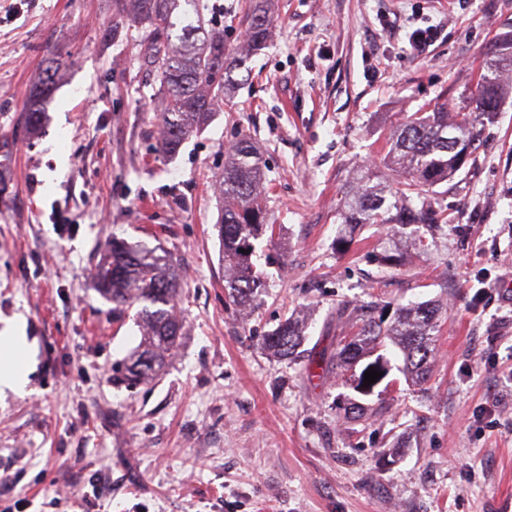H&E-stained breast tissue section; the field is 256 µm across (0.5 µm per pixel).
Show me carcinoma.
<instances>
[{
  "mask_svg": "<svg viewBox=\"0 0 512 512\" xmlns=\"http://www.w3.org/2000/svg\"><path fill=\"white\" fill-rule=\"evenodd\" d=\"M197 0H112L118 15H126L144 31L147 54L162 88L159 113L160 144L174 154L191 132L203 125L212 110L224 104L228 87L249 80L247 53L267 40L271 18L256 4L245 13L244 48L233 49L224 35L205 28ZM512 72V37L503 36L498 49L478 68L476 83L454 98L444 96L428 109L407 115L390 130L384 170L364 171L343 192L338 204L340 227L336 246L355 242L367 226L389 229L379 258L389 267L404 262L396 241L405 238L422 247L426 235L448 223V213L429 201L433 188L453 178L468 163L485 123L500 111L501 77ZM265 164L257 148L239 140L227 152L219 178L223 202L220 224L225 287L238 306L251 305L264 287L265 274L252 261L256 244H273L281 226L273 223L265 204ZM97 291L112 301V310L141 305L143 341L134 360L121 371L130 385L151 381L182 334L176 314L181 288L173 260L154 250L135 249L123 240L108 244L94 272ZM376 304L344 305L336 317L355 329L351 340L336 353V368L344 369L364 353L389 341L402 353L407 380H426L439 331L442 307L418 303L395 309L392 316H375ZM304 323L290 316L263 337L272 356L287 358L304 343Z\"/></svg>",
  "mask_w": 512,
  "mask_h": 512,
  "instance_id": "carcinoma-1",
  "label": "carcinoma"
}]
</instances>
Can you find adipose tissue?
Segmentation results:
<instances>
[{"instance_id":"obj_1","label":"adipose tissue","mask_w":512,"mask_h":512,"mask_svg":"<svg viewBox=\"0 0 512 512\" xmlns=\"http://www.w3.org/2000/svg\"><path fill=\"white\" fill-rule=\"evenodd\" d=\"M36 368V347L26 335V321L15 317L0 329V395L26 394Z\"/></svg>"}]
</instances>
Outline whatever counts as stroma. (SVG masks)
I'll list each match as a JSON object with an SVG mask.
<instances>
[{
    "label": "stroma",
    "mask_w": 512,
    "mask_h": 512,
    "mask_svg": "<svg viewBox=\"0 0 512 512\" xmlns=\"http://www.w3.org/2000/svg\"><path fill=\"white\" fill-rule=\"evenodd\" d=\"M249 0H199L210 29ZM252 77L176 154L157 133L160 81L112 0H0V326L26 320L37 369L0 397V512H512V75L472 160L434 196L448 222L403 266L377 261L376 228L338 253L337 204L383 157L406 114L463 88L512 0H272ZM436 26L423 54L404 28ZM61 61L24 130L32 88ZM261 152L268 250L250 314L224 288L217 181L228 149ZM170 255L180 344L149 383L118 381L137 349L94 266L112 238ZM440 301L432 375L392 369L364 395L336 350L344 302ZM305 343L271 357L290 315ZM360 420L345 419L350 403Z\"/></svg>",
    "instance_id": "obj_1"
}]
</instances>
